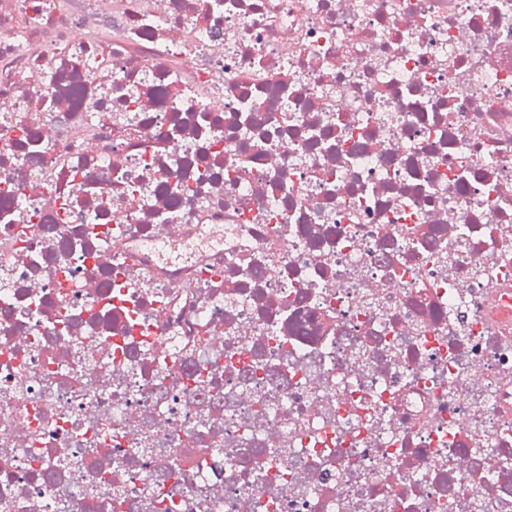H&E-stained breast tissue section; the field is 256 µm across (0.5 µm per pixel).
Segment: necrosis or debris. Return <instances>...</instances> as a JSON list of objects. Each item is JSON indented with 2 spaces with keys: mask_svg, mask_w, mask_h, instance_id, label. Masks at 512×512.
<instances>
[{
  "mask_svg": "<svg viewBox=\"0 0 512 512\" xmlns=\"http://www.w3.org/2000/svg\"><path fill=\"white\" fill-rule=\"evenodd\" d=\"M160 499L512 512V0H0V512Z\"/></svg>",
  "mask_w": 512,
  "mask_h": 512,
  "instance_id": "4bbe7bcc",
  "label": "necrosis or debris"
}]
</instances>
